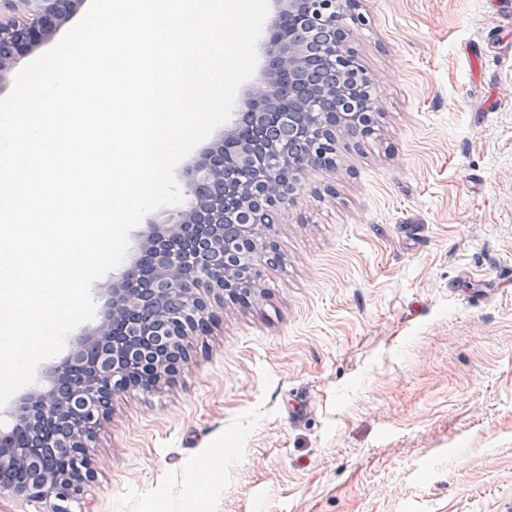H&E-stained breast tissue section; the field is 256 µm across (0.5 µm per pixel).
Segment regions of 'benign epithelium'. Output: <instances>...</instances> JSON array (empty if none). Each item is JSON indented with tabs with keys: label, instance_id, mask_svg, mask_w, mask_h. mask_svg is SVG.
I'll return each mask as SVG.
<instances>
[{
	"label": "benign epithelium",
	"instance_id": "benign-epithelium-1",
	"mask_svg": "<svg viewBox=\"0 0 512 512\" xmlns=\"http://www.w3.org/2000/svg\"><path fill=\"white\" fill-rule=\"evenodd\" d=\"M274 16L268 35L258 44L265 67L245 93L242 108L224 124V135L214 140L193 163L185 177V197L164 224L146 225L141 234L140 256L112 282L109 312L89 332L77 337L70 353L49 368L15 407L14 425L0 432V470L28 466L33 479L25 486L1 482L0 495L38 498L50 502L48 512H67L66 497L77 499L92 478L89 449L108 420L112 397L120 379L151 366L153 389L170 382L181 363L190 358L192 340L209 331L214 308H224V295L234 288L256 292L262 263L280 261L273 238L275 222L255 215L275 200L282 209L301 195L305 179L328 165L309 151L283 154L281 168L260 167L241 130L252 117L292 121L305 117L299 76L304 67L300 43L287 30L299 22L312 5L332 8L335 0H272ZM80 0H0V80L6 81L20 62L50 41L58 28L78 10ZM326 111L333 113L328 127L331 139L361 128L362 113L336 107L322 95ZM235 223L243 249L225 248L224 224ZM157 260L153 281L139 286L142 257ZM183 323L182 335L167 337L143 321L126 316L142 308L163 323L170 308ZM30 430L36 446L50 452L37 457L21 448L15 438ZM75 459V473L61 470L56 449Z\"/></svg>",
	"mask_w": 512,
	"mask_h": 512
}]
</instances>
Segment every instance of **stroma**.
Listing matches in <instances>:
<instances>
[{"instance_id":"stroma-1","label":"stroma","mask_w":512,"mask_h":512,"mask_svg":"<svg viewBox=\"0 0 512 512\" xmlns=\"http://www.w3.org/2000/svg\"><path fill=\"white\" fill-rule=\"evenodd\" d=\"M504 0H361L376 135L336 141L263 292L161 391L121 393L94 512L512 506V24ZM224 450L220 479L196 478Z\"/></svg>"}]
</instances>
